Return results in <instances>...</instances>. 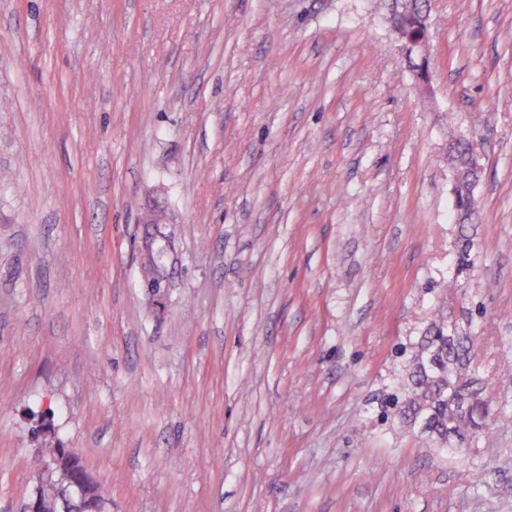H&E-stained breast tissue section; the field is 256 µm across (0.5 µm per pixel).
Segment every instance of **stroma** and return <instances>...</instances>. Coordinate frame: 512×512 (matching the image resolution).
Returning <instances> with one entry per match:
<instances>
[{
    "label": "stroma",
    "mask_w": 512,
    "mask_h": 512,
    "mask_svg": "<svg viewBox=\"0 0 512 512\" xmlns=\"http://www.w3.org/2000/svg\"><path fill=\"white\" fill-rule=\"evenodd\" d=\"M428 5L423 84L396 0H0V512L43 417L112 512H512V0ZM438 313L462 456L378 417ZM152 231L147 230L143 239L144 245L141 249L142 266L148 265L149 270L143 271L142 286L145 289L148 297L149 304L153 311L160 313L164 311L168 301V281L163 274V266L161 263V251L155 247L156 243V230L158 225L148 226Z\"/></svg>",
    "instance_id": "35a3bbf8"
}]
</instances>
